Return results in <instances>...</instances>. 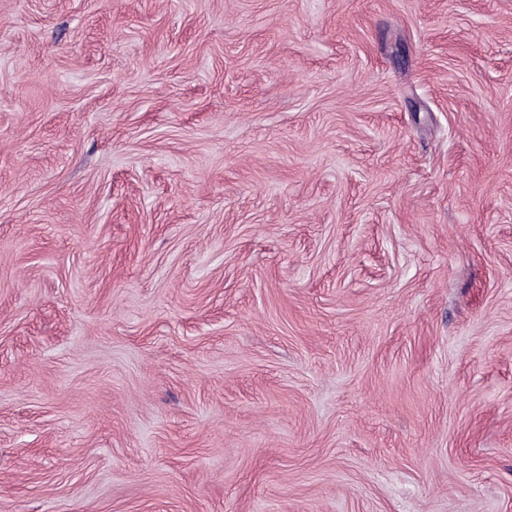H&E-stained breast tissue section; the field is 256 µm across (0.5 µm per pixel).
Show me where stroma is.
<instances>
[{
	"label": "stroma",
	"instance_id": "35a3bbf8",
	"mask_svg": "<svg viewBox=\"0 0 512 512\" xmlns=\"http://www.w3.org/2000/svg\"><path fill=\"white\" fill-rule=\"evenodd\" d=\"M0 512H512V0H0Z\"/></svg>",
	"mask_w": 512,
	"mask_h": 512
}]
</instances>
